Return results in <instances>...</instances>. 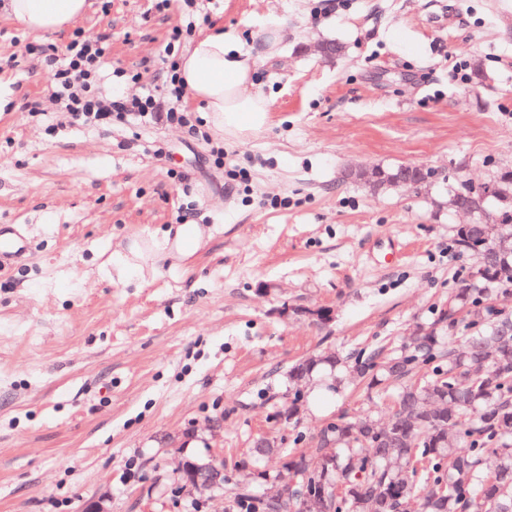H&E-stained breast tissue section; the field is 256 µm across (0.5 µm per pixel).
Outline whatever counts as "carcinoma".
<instances>
[{
	"instance_id": "obj_1",
	"label": "carcinoma",
	"mask_w": 512,
	"mask_h": 512,
	"mask_svg": "<svg viewBox=\"0 0 512 512\" xmlns=\"http://www.w3.org/2000/svg\"><path fill=\"white\" fill-rule=\"evenodd\" d=\"M352 176L375 190L396 188L408 173L363 168ZM491 199L456 230L455 245L476 267L448 297L432 323L419 326L394 353H324L295 362L288 420L295 429L305 389L323 377L334 394L362 384L369 394L392 393L386 423L366 411L342 414L315 439L316 455L253 441L257 458L277 455V477L288 482L284 501L237 492L240 512H512V313L496 306L512 286V169L497 172ZM484 185L448 178V206L476 200Z\"/></svg>"
}]
</instances>
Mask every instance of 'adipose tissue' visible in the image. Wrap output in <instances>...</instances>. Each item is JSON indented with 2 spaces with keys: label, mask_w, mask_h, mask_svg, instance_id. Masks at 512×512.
I'll return each mask as SVG.
<instances>
[{
  "label": "adipose tissue",
  "mask_w": 512,
  "mask_h": 512,
  "mask_svg": "<svg viewBox=\"0 0 512 512\" xmlns=\"http://www.w3.org/2000/svg\"><path fill=\"white\" fill-rule=\"evenodd\" d=\"M89 0H7L9 14L36 35L55 34L83 16ZM255 62L223 31L195 39L179 59V74L189 95L203 103L212 128L228 140L263 131L268 100L254 89Z\"/></svg>",
  "instance_id": "1"
}]
</instances>
